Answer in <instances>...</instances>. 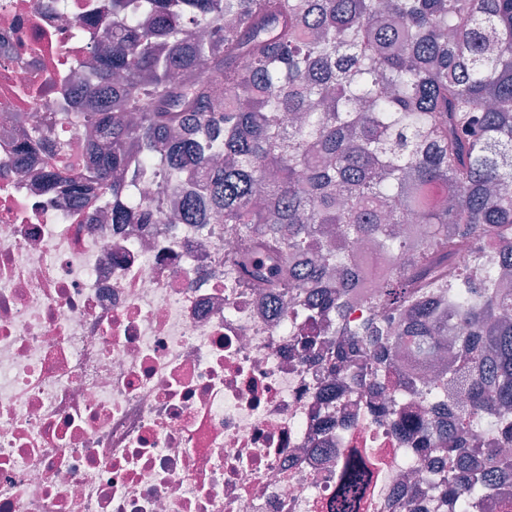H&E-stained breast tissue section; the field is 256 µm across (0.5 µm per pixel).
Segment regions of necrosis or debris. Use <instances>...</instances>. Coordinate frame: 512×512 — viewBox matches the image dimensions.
Segmentation results:
<instances>
[{"mask_svg": "<svg viewBox=\"0 0 512 512\" xmlns=\"http://www.w3.org/2000/svg\"><path fill=\"white\" fill-rule=\"evenodd\" d=\"M111 27L112 0H0V512H335L365 452L360 512H454L439 455L306 359L303 300L239 286L225 225L102 224L48 185L84 162L55 116ZM19 114L69 152L19 164Z\"/></svg>", "mask_w": 512, "mask_h": 512, "instance_id": "1", "label": "necrosis or debris"}]
</instances>
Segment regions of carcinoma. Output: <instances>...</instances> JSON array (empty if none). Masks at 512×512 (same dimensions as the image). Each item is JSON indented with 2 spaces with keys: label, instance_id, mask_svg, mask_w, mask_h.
<instances>
[{
  "label": "carcinoma",
  "instance_id": "obj_1",
  "mask_svg": "<svg viewBox=\"0 0 512 512\" xmlns=\"http://www.w3.org/2000/svg\"><path fill=\"white\" fill-rule=\"evenodd\" d=\"M74 189L114 224H166L133 188L164 158L176 224H234L244 288L291 294L336 272L300 340L325 371L377 392L396 363L447 349L444 494L462 512H512V0H112V34ZM389 262L355 287V245ZM468 262L448 277L459 253ZM366 308L353 321V309Z\"/></svg>",
  "mask_w": 512,
  "mask_h": 512
}]
</instances>
